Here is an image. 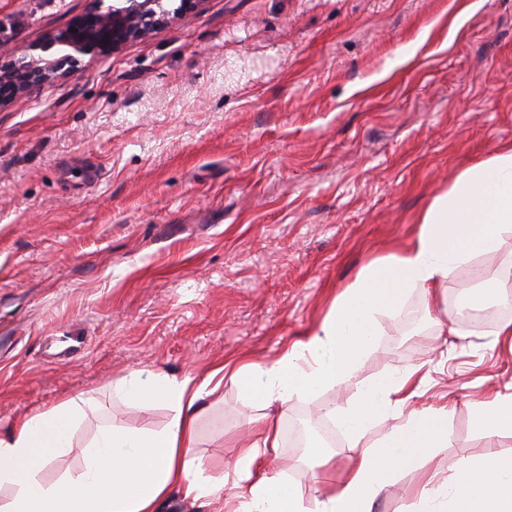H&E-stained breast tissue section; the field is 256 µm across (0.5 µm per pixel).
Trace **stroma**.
<instances>
[{"label": "stroma", "instance_id": "35a3bbf8", "mask_svg": "<svg viewBox=\"0 0 512 512\" xmlns=\"http://www.w3.org/2000/svg\"><path fill=\"white\" fill-rule=\"evenodd\" d=\"M89 0H0V52L66 28ZM512 142V0H203L183 20L0 108V431L73 396L103 421L162 429L164 405L115 390L135 370L204 378L269 363L317 329L371 260L401 253L460 172ZM512 235L440 290L488 294L471 323L420 289L336 385L275 410L323 422L363 385L410 368L409 405L447 413L430 457L512 456L474 404L512 394ZM206 400L196 455L216 480L259 417L233 382ZM313 460L266 462L313 507ZM420 472L397 475L374 512H415Z\"/></svg>", "mask_w": 512, "mask_h": 512}]
</instances>
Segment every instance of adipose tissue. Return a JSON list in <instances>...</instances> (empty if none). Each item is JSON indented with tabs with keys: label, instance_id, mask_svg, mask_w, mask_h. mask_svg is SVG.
Masks as SVG:
<instances>
[{
	"label": "adipose tissue",
	"instance_id": "ef3b65f1",
	"mask_svg": "<svg viewBox=\"0 0 512 512\" xmlns=\"http://www.w3.org/2000/svg\"><path fill=\"white\" fill-rule=\"evenodd\" d=\"M506 235H512V143L499 145L437 192L418 220L412 244L364 266L336 297L320 328L277 360L245 362L229 375L219 365L200 381L142 370L122 378L117 388L129 402L169 404L173 415L162 430L109 423L76 448L75 431L90 405L80 395L17 418L0 434V512H159L175 491L194 501L223 496V481L201 477L194 450L204 401L221 390L225 378L265 408L313 397L338 383L374 346L378 316L397 310L409 289L436 298L458 266L496 250ZM423 381L414 368L366 385L348 408L329 410L355 444L383 419L395 424L382 439L362 446L341 482L316 499L313 512H372L392 479L423 468L429 456L447 447V415L402 412ZM254 431L256 440L226 465L238 490L235 512H306L293 484L261 468L262 459L280 445L277 420H258ZM75 452L82 459L76 472L44 480L47 467ZM417 499V512H512V457L489 453L462 459L451 479L426 476Z\"/></svg>",
	"mask_w": 512,
	"mask_h": 512
}]
</instances>
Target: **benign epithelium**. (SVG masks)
Listing matches in <instances>:
<instances>
[{
  "mask_svg": "<svg viewBox=\"0 0 512 512\" xmlns=\"http://www.w3.org/2000/svg\"><path fill=\"white\" fill-rule=\"evenodd\" d=\"M203 0H91L70 27L0 58V108L42 85L77 75L85 59L110 56L200 7Z\"/></svg>",
  "mask_w": 512,
  "mask_h": 512,
  "instance_id": "benign-epithelium-1",
  "label": "benign epithelium"
}]
</instances>
